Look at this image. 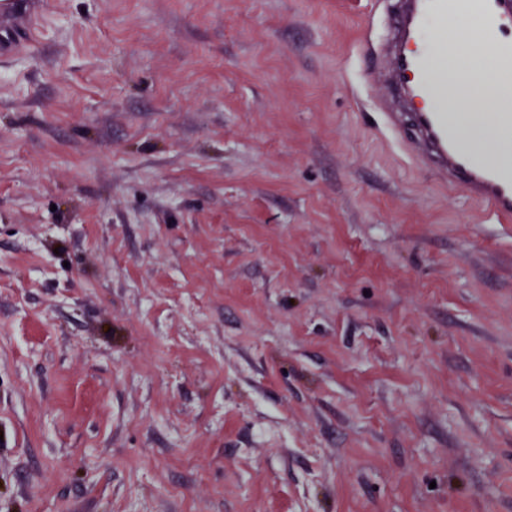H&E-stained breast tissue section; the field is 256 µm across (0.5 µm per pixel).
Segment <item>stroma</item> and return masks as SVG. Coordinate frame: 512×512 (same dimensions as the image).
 Returning <instances> with one entry per match:
<instances>
[{"label":"stroma","instance_id":"obj_1","mask_svg":"<svg viewBox=\"0 0 512 512\" xmlns=\"http://www.w3.org/2000/svg\"><path fill=\"white\" fill-rule=\"evenodd\" d=\"M391 6L0 58V512H512V222L385 136Z\"/></svg>","mask_w":512,"mask_h":512}]
</instances>
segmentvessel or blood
I'll use <instances>...</instances> for the list:
<instances>
[{"mask_svg": "<svg viewBox=\"0 0 512 512\" xmlns=\"http://www.w3.org/2000/svg\"><path fill=\"white\" fill-rule=\"evenodd\" d=\"M473 5L477 38L493 57L501 79L512 81V0H401L392 19L393 41L383 51L391 97L383 104L389 133L417 150L419 160L448 186L463 187L499 221L512 220V172L475 153L449 120L440 91L445 72L430 61L446 57V34L460 8ZM45 0H0V57L31 41L32 18Z\"/></svg>", "mask_w": 512, "mask_h": 512, "instance_id": "obj_1", "label": "vessel or blood"}]
</instances>
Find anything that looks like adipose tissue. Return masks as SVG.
Returning <instances> with one entry per match:
<instances>
[{"label": "adipose tissue", "instance_id": "obj_1", "mask_svg": "<svg viewBox=\"0 0 512 512\" xmlns=\"http://www.w3.org/2000/svg\"><path fill=\"white\" fill-rule=\"evenodd\" d=\"M470 30L469 21H461L448 30L452 50L447 57L448 110L461 130L480 132L483 140L497 143L506 140L504 132L482 127L478 115L482 112H512V85L496 83L492 71L474 64L468 76H461V47Z\"/></svg>", "mask_w": 512, "mask_h": 512}]
</instances>
